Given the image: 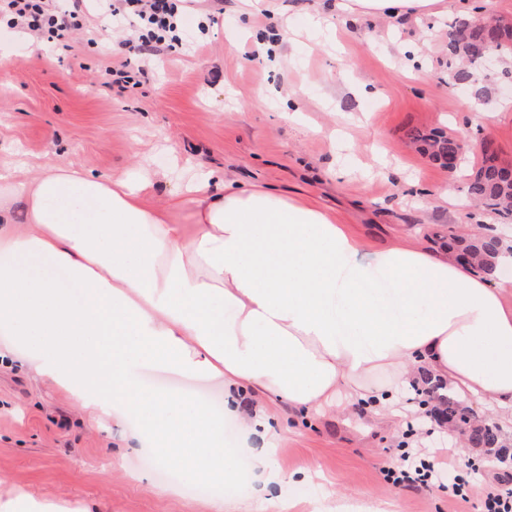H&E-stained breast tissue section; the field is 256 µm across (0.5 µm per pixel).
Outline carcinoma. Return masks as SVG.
Segmentation results:
<instances>
[{"label": "carcinoma", "mask_w": 512, "mask_h": 512, "mask_svg": "<svg viewBox=\"0 0 512 512\" xmlns=\"http://www.w3.org/2000/svg\"><path fill=\"white\" fill-rule=\"evenodd\" d=\"M448 56V73L451 79L462 87L475 83L474 70L482 67L483 57L476 52L485 47L497 59L507 64L502 76L512 78V37L497 35L495 26L476 28L469 20H460L448 27L443 37ZM411 139L421 144V150L429 158L439 161V156L448 151L459 140V135L444 133L426 134L413 131ZM469 197L500 215H512V168L501 166L496 161H482L468 185ZM460 251L473 260L487 261L492 255L494 240L491 237L453 238ZM498 439V428L486 424L475 429L470 443L475 448H493Z\"/></svg>", "instance_id": "1"}]
</instances>
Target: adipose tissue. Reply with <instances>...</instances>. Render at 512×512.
I'll return each mask as SVG.
<instances>
[{"mask_svg":"<svg viewBox=\"0 0 512 512\" xmlns=\"http://www.w3.org/2000/svg\"><path fill=\"white\" fill-rule=\"evenodd\" d=\"M447 0H334L352 16L427 15ZM166 171L113 179L63 164L15 180L0 169V362L100 411L128 447L223 489L288 481L264 446L272 406L318 417L380 413L393 386L444 383L512 421V253L476 269L411 241L369 252L316 203L196 175L159 206L143 203ZM224 390V413L149 388L145 371ZM254 401L252 411L240 394ZM238 423L233 446L224 421ZM0 512H71L67 501L15 489ZM240 459V460H239ZM239 464L241 469L245 473V479L244 482L242 481L238 483L236 494H235V500L242 505L251 504L254 499V483L250 480V474H251V458L248 455H241L239 457Z\"/></svg>","mask_w":512,"mask_h":512,"instance_id":"adipose-tissue-1","label":"adipose tissue"}]
</instances>
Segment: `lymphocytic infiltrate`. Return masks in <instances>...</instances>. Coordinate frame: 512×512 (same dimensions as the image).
<instances>
[{
	"mask_svg": "<svg viewBox=\"0 0 512 512\" xmlns=\"http://www.w3.org/2000/svg\"><path fill=\"white\" fill-rule=\"evenodd\" d=\"M189 0H100L97 11L84 8L82 0H0V21L47 41L68 46L72 36L91 32L95 23L108 22L128 33L126 44L138 55L182 49L183 11ZM424 448L404 451L396 467L386 469L392 483L404 480L449 488L451 497L461 498L457 475L429 461Z\"/></svg>",
	"mask_w": 512,
	"mask_h": 512,
	"instance_id": "lymphocytic-infiltrate-1",
	"label": "lymphocytic infiltrate"
}]
</instances>
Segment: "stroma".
Masks as SVG:
<instances>
[{
  "label": "stroma",
  "instance_id": "obj_1",
  "mask_svg": "<svg viewBox=\"0 0 512 512\" xmlns=\"http://www.w3.org/2000/svg\"><path fill=\"white\" fill-rule=\"evenodd\" d=\"M512 20V0H449L447 12L396 21L316 15L313 0H267L265 17L248 19L241 0H193L183 16L188 47L160 53L145 65L141 86H112L102 67L123 50L113 28L112 50L81 36L73 50H51L29 33L0 27V162L21 155L31 169L66 164L113 177L146 163L169 169L145 197L146 205L202 170L243 186L262 185L318 202L359 232L370 247L420 230L431 249L446 245L455 225L483 236L512 234L503 217L467 202L470 176L481 163L480 142H491L500 163L512 167V94L487 81L486 121L471 127L461 99L469 88L448 81L440 36L475 7ZM217 24L200 33L207 15ZM275 103L254 102L261 93ZM413 129L463 135L473 148L450 171L422 155ZM453 188L456 210L439 204L436 190ZM284 439L274 463L293 484H270L268 497L306 500L321 512L337 492L348 504H394L395 512H482L480 489L512 487V432L499 434L507 462L448 437L436 461L453 456L467 475L465 503L435 485H394L383 471L405 442L423 440L410 426L393 430L365 411L312 421L280 414ZM125 448L111 425L90 423L63 391L38 383L19 365L0 369V491L21 487L87 504L92 512H213L212 500L144 492L134 477L164 483Z\"/></svg>",
  "mask_w": 512,
  "mask_h": 512
}]
</instances>
